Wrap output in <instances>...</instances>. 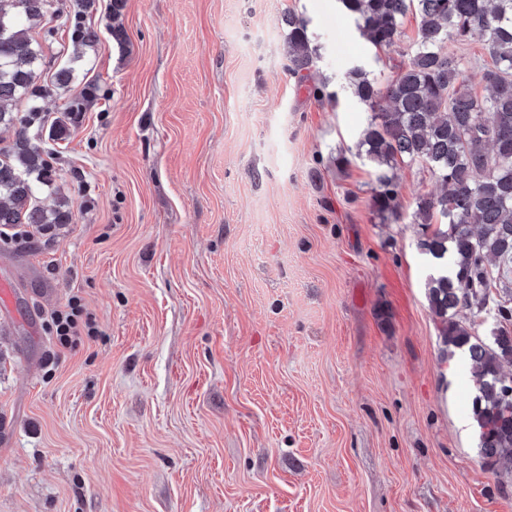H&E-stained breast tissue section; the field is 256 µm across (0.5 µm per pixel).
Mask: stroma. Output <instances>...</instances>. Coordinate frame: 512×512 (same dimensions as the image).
Returning a JSON list of instances; mask_svg holds the SVG:
<instances>
[{
	"instance_id": "stroma-1",
	"label": "stroma",
	"mask_w": 512,
	"mask_h": 512,
	"mask_svg": "<svg viewBox=\"0 0 512 512\" xmlns=\"http://www.w3.org/2000/svg\"><path fill=\"white\" fill-rule=\"evenodd\" d=\"M50 3L30 132L68 128L39 199L73 220L0 242L21 290L0 307V512H512L429 307L413 212L438 186L398 165L400 216L379 215L354 156L370 107L312 93L393 75L415 16L377 50L338 0ZM291 11L321 48L297 75ZM74 293L101 334L61 351L44 320Z\"/></svg>"
}]
</instances>
